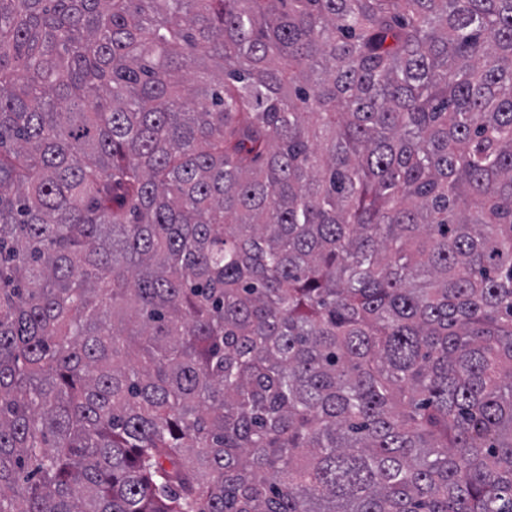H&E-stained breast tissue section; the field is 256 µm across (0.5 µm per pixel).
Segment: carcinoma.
Returning <instances> with one entry per match:
<instances>
[{
  "label": "carcinoma",
  "instance_id": "carcinoma-1",
  "mask_svg": "<svg viewBox=\"0 0 512 512\" xmlns=\"http://www.w3.org/2000/svg\"><path fill=\"white\" fill-rule=\"evenodd\" d=\"M0 512H512V0H0Z\"/></svg>",
  "mask_w": 512,
  "mask_h": 512
}]
</instances>
